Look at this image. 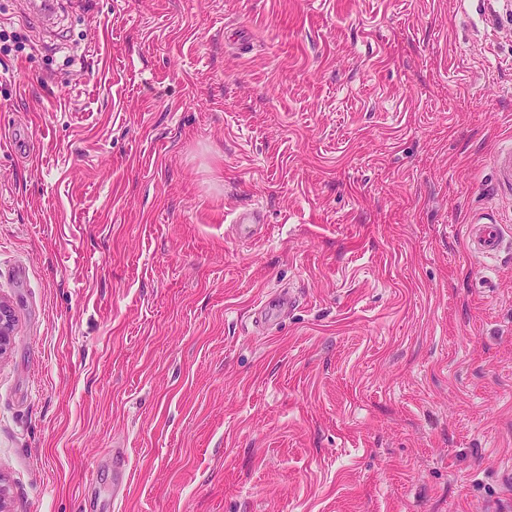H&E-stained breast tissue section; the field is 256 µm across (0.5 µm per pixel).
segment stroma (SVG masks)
Returning <instances> with one entry per match:
<instances>
[{
	"label": "stroma",
	"instance_id": "obj_1",
	"mask_svg": "<svg viewBox=\"0 0 512 512\" xmlns=\"http://www.w3.org/2000/svg\"><path fill=\"white\" fill-rule=\"evenodd\" d=\"M509 145L512 0H0L10 512H512ZM469 237L472 250L486 257L499 255L504 245L502 226L487 217L473 221ZM295 303V299L289 292H282L274 298L266 301L259 309V323L268 325L275 321L280 313L288 310Z\"/></svg>",
	"mask_w": 512,
	"mask_h": 512
}]
</instances>
